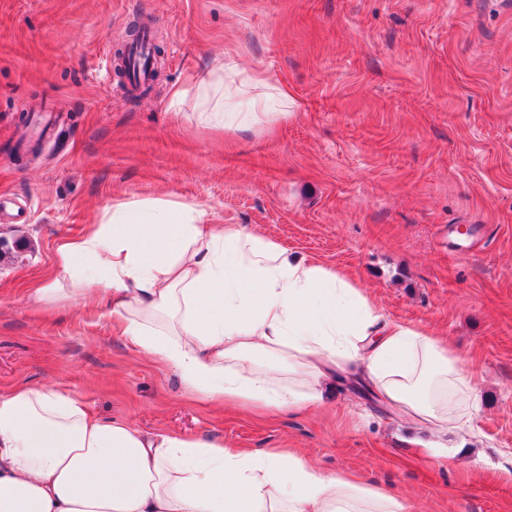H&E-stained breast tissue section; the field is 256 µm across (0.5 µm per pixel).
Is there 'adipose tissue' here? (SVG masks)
<instances>
[{"label":"adipose tissue","instance_id":"ef3b65f1","mask_svg":"<svg viewBox=\"0 0 512 512\" xmlns=\"http://www.w3.org/2000/svg\"><path fill=\"white\" fill-rule=\"evenodd\" d=\"M290 94L267 71L215 62L196 83L195 121L268 132ZM34 297L78 298L173 369L200 399L299 409L322 401L340 364L429 430L427 457L455 458L440 434L471 424L476 378L427 329L384 319L345 274L289 255L237 224H207L197 206L113 202L60 241ZM261 350L281 368L248 361ZM0 512H408L381 487L280 453L145 431L93 416L48 385L0 392Z\"/></svg>","mask_w":512,"mask_h":512}]
</instances>
